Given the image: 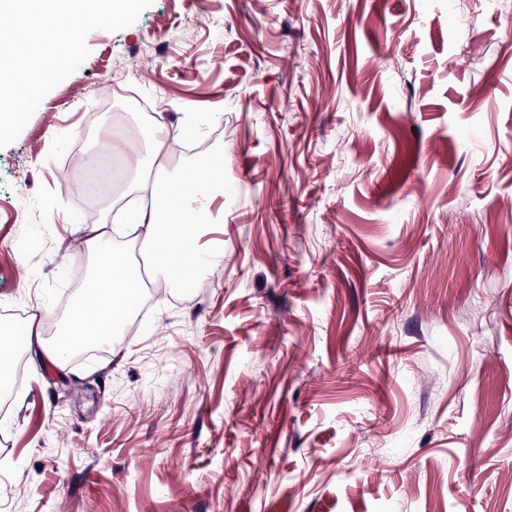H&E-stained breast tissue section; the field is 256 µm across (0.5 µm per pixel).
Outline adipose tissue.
<instances>
[{
    "mask_svg": "<svg viewBox=\"0 0 512 512\" xmlns=\"http://www.w3.org/2000/svg\"><path fill=\"white\" fill-rule=\"evenodd\" d=\"M179 181L184 189L177 207H169L160 177L135 180L128 187L140 201L135 224L155 254L181 251L184 260L176 272L180 283L194 281L204 264L219 259L223 249L205 251L200 240L210 216L212 194L201 189L196 167H188ZM86 246L96 254V269L85 288L70 304L57 335L47 346L48 355L63 357L82 344H96L118 335L140 306L142 274L122 251L103 248L107 222L82 228Z\"/></svg>",
    "mask_w": 512,
    "mask_h": 512,
    "instance_id": "ef3b65f1",
    "label": "adipose tissue"
}]
</instances>
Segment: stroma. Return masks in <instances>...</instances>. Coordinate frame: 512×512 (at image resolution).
Wrapping results in <instances>:
<instances>
[{
    "mask_svg": "<svg viewBox=\"0 0 512 512\" xmlns=\"http://www.w3.org/2000/svg\"><path fill=\"white\" fill-rule=\"evenodd\" d=\"M86 43L0 148V512H512V0H153ZM105 110L223 154L224 259L51 362L29 317L124 202L59 179Z\"/></svg>",
    "mask_w": 512,
    "mask_h": 512,
    "instance_id": "35a3bbf8",
    "label": "stroma"
}]
</instances>
